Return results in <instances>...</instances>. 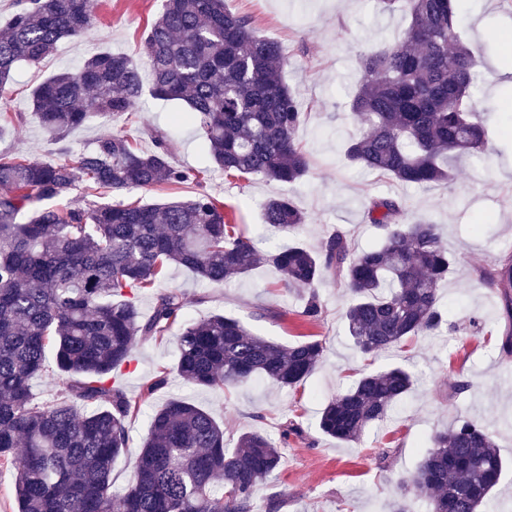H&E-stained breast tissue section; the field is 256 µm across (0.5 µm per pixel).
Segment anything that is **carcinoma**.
Returning a JSON list of instances; mask_svg holds the SVG:
<instances>
[{
  "label": "carcinoma",
  "mask_w": 512,
  "mask_h": 512,
  "mask_svg": "<svg viewBox=\"0 0 512 512\" xmlns=\"http://www.w3.org/2000/svg\"><path fill=\"white\" fill-rule=\"evenodd\" d=\"M0 29V92L17 68L38 65L58 43L90 30L86 0H13ZM382 13L409 18L403 37L358 54L360 77L349 110L361 125L344 156L354 166L406 186L446 187L451 161L487 147L480 112L468 101L481 91L478 61L461 40L453 0H377ZM154 97L177 101V120L190 123L213 162L227 174L293 184L312 167L296 139L305 112L284 79L283 46L259 35L224 0H164L140 48ZM143 91L141 69L123 54L99 52L62 69L30 93L33 111L60 141L93 115L132 113ZM142 152L123 135L97 141L66 158L45 161L0 153V467L13 470L17 512H256V493L282 465L281 447L303 434L289 422L281 442L242 433L233 448L224 426L204 408L171 399L154 409L127 491L112 494V465L128 448L129 424L140 407L116 382L133 361L137 336L163 338L183 310V293L157 296L140 315V291L179 266L216 286L261 264L280 286L307 290L299 316L322 314L317 287L330 278L347 289L345 321L364 358L418 336H442L448 318L440 283L455 257L429 219L407 223L402 201L372 197L366 218L379 244L359 249L341 229L316 248L296 243L264 255L236 233L216 198L199 193L160 204L42 205L82 180L93 191L117 192L183 183L164 137ZM263 220L293 234L306 221L289 195L268 199ZM500 299L509 327L500 350L512 356V259L480 271ZM176 371L186 384L221 388L260 378L292 388L311 376L324 346L310 340L283 346L254 334L241 320L213 314L182 326ZM55 398L39 402L33 382L47 376ZM405 365L363 373L322 408L320 430L356 442L390 417L413 391ZM494 435L465 421L430 437L408 482L428 512H483L503 473Z\"/></svg>",
  "instance_id": "1"
}]
</instances>
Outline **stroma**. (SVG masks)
I'll use <instances>...</instances> for the list:
<instances>
[{
	"label": "stroma",
	"mask_w": 512,
	"mask_h": 512,
	"mask_svg": "<svg viewBox=\"0 0 512 512\" xmlns=\"http://www.w3.org/2000/svg\"><path fill=\"white\" fill-rule=\"evenodd\" d=\"M456 5L461 37L481 61L484 92L472 106L487 116L488 143L482 157L458 162L457 175L446 188H408L351 167L340 153L342 141L359 129L348 107L359 51L397 39L407 24L403 13L378 12L374 0H226L229 10L247 17L258 34L279 41L289 56L285 80L300 92L308 111L296 136L313 157L310 173L296 184L225 175L208 161L195 128L175 121L180 104L147 93L132 115L92 118L72 130L64 144H55L42 130L30 108L32 88L97 52L139 59L162 0H89L96 17L93 30L62 40L39 65L18 68L7 94H0V151L55 160L62 147L90 148L115 133L148 151L154 147L153 133L159 132L177 165L202 172L197 182L111 192L104 202L155 204L207 192L223 203L228 222L238 225L259 250L273 251L295 240L317 247L338 227L360 247H369L380 232L366 223L365 204L389 193L403 200L406 221L440 224L445 248L457 257L440 285L450 331L418 337L402 350L368 360L347 334L346 290L332 281L319 286L322 316L310 324L299 315L300 295L280 288L272 267L257 268L222 286L201 281L186 268L171 269L159 289L183 293V320L221 312L281 345L314 337L325 346L323 360L293 388L280 390L255 380L226 389H193L174 371V336L136 337L135 362L118 380L127 396L139 402L141 413L130 424L128 448L113 466V492L123 493L131 481L132 463L149 433V413L184 396L223 422L230 448L242 432L259 430L276 441L287 421L301 424L303 438L290 440L281 469L256 494L261 503L281 498L280 512H389L402 497L401 482L414 471L429 437L466 420L494 432L505 468L490 507L492 512H512V358L499 351L506 328L501 304L476 277L479 267L512 250V83L503 77L506 61L512 60L504 43L512 37V0H456ZM280 195L294 196L307 215L298 238L271 235L263 224L262 204ZM395 364L409 366L417 383L389 421L353 443L319 430L318 412L325 401L347 390L362 373ZM163 367L170 372L167 386L144 396L145 382Z\"/></svg>",
	"instance_id": "1"
}]
</instances>
